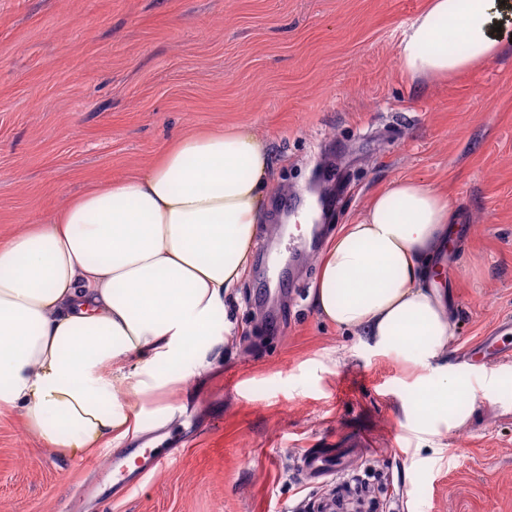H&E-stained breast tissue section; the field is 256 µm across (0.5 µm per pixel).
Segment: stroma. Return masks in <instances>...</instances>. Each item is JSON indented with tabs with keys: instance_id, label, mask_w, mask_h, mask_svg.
Listing matches in <instances>:
<instances>
[{
	"instance_id": "stroma-1",
	"label": "stroma",
	"mask_w": 512,
	"mask_h": 512,
	"mask_svg": "<svg viewBox=\"0 0 512 512\" xmlns=\"http://www.w3.org/2000/svg\"><path fill=\"white\" fill-rule=\"evenodd\" d=\"M429 0H0V239L153 163L177 136L252 125L271 160L267 219L224 303L208 366L186 358L134 437L71 457L0 406V512H312L357 476L387 512H512V362L462 358L512 321V50L452 78L411 80L399 45ZM449 197L472 227L441 290L443 360L469 380L454 429L411 414L412 366L317 313L318 242L287 204L328 189L323 233L397 177ZM364 436L366 463L323 483L308 448ZM167 467L108 502L81 490L129 448L165 438Z\"/></svg>"
}]
</instances>
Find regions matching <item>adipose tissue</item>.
Instances as JSON below:
<instances>
[{
    "label": "adipose tissue",
    "instance_id": "obj_1",
    "mask_svg": "<svg viewBox=\"0 0 512 512\" xmlns=\"http://www.w3.org/2000/svg\"><path fill=\"white\" fill-rule=\"evenodd\" d=\"M511 15L501 0H430L403 34L400 66L418 79L486 64L512 48L496 29ZM270 167L251 126L182 135L141 171L0 242V404L73 455L136 433L148 399L173 382L164 365L204 363L218 344L214 321L266 221ZM452 218L423 179L394 180L341 225L312 290L336 328L412 354L429 429L468 418L469 384L427 371L455 334L429 264Z\"/></svg>",
    "mask_w": 512,
    "mask_h": 512
}]
</instances>
